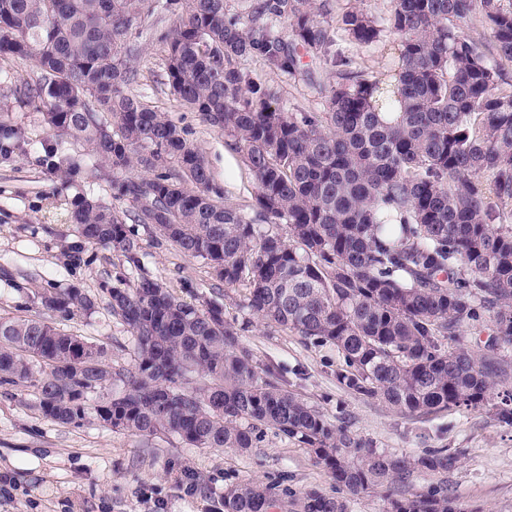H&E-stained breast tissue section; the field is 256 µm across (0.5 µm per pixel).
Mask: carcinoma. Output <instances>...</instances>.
Here are the masks:
<instances>
[{
  "instance_id": "cac0c4a2",
  "label": "carcinoma",
  "mask_w": 512,
  "mask_h": 512,
  "mask_svg": "<svg viewBox=\"0 0 512 512\" xmlns=\"http://www.w3.org/2000/svg\"><path fill=\"white\" fill-rule=\"evenodd\" d=\"M332 11V0H248L243 14L226 0H0V58L33 62L37 79L13 95L132 205L72 200L67 220L85 242L136 267L126 220L150 224L225 288L245 286L251 315L334 347L345 388L401 414L479 409L512 378V84L468 20L481 14L512 61V0H391L387 16L353 7L337 27ZM155 14L175 17L159 37L171 95L246 154L251 215L224 204L184 128L125 92L139 54L132 31ZM339 31L359 47L390 37L395 54L368 76L336 48ZM305 55L334 74L322 112L277 106L244 68L258 58L294 76ZM109 296L133 364L114 367L104 346L57 329L55 318L95 307L74 286L43 294L45 317H0V385L33 389L61 425L94 418L192 448L248 451L271 431L307 448L342 492L248 479L224 489V512H350L379 488L387 512H480L444 480L413 490L417 475L453 470L461 449L370 447L257 363L246 325L222 304H188L147 277ZM486 322L493 337L477 351L464 329Z\"/></svg>"
}]
</instances>
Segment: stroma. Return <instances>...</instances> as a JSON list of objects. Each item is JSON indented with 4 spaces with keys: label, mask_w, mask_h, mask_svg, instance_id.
<instances>
[{
    "label": "stroma",
    "mask_w": 512,
    "mask_h": 512,
    "mask_svg": "<svg viewBox=\"0 0 512 512\" xmlns=\"http://www.w3.org/2000/svg\"><path fill=\"white\" fill-rule=\"evenodd\" d=\"M173 16L156 15L142 24L141 52L133 62L136 80L128 91L147 96L180 127L203 153L213 177L223 184L226 201L241 209L254 202L255 182L243 151H230L229 137L203 123L172 96L167 87L161 32ZM250 70L275 92L280 105L319 112L330 75L304 59L294 77L270 73L259 62ZM30 62L0 60V125L21 132L23 150L0 157V316L43 315L41 297L77 286L96 301L95 309L57 320L65 333L103 345L115 364L133 361L127 326L108 306L110 288L133 287L138 277L162 281L177 297L199 305L219 300L227 316L245 322L244 346L276 379L331 416L349 420L352 430L377 451L414 455L428 448H458L462 456L447 475L449 495L482 512H512V428L500 424L494 408L459 407L403 415L376 399L338 384L342 360L333 347L317 346L300 336L268 327L241 308L243 288L217 289L204 260L183 254L156 237L152 226L135 227L140 272L126 258L100 246L81 243L66 220L69 201L85 194L111 202L112 188L103 172L83 165L60 180L46 156L59 138L40 113L15 100L10 81L33 78ZM81 244L82 260L64 265V246ZM286 478L296 493L317 488L332 495L336 487L302 446L267 436L248 452L189 448L177 437L130 435L98 421L81 427L54 423L35 406L32 390L0 386V512H224L227 485L244 479L271 482Z\"/></svg>",
    "instance_id": "35a3bbf8"
}]
</instances>
